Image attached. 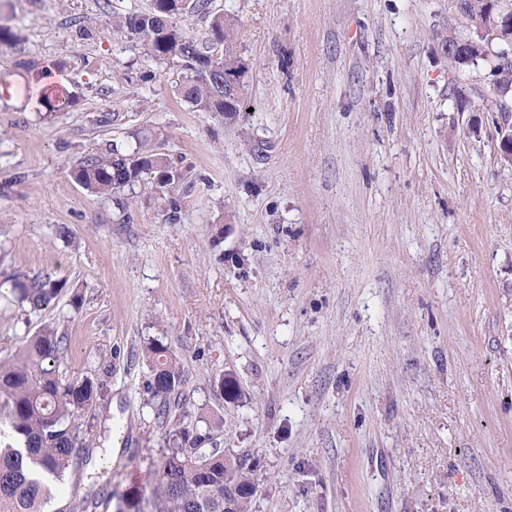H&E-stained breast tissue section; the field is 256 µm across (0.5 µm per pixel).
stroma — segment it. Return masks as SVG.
<instances>
[{
	"instance_id": "1",
	"label": "stroma",
	"mask_w": 512,
	"mask_h": 512,
	"mask_svg": "<svg viewBox=\"0 0 512 512\" xmlns=\"http://www.w3.org/2000/svg\"><path fill=\"white\" fill-rule=\"evenodd\" d=\"M149 5L0 0V352L49 325L103 385L50 512L107 482L155 512L153 340L188 413L223 414L253 512H512V99L442 58L448 0H210L190 26L234 15L247 66L230 122L114 33ZM140 137L185 176L177 221L148 181L122 213L72 176ZM47 273L65 289L19 309L14 281Z\"/></svg>"
}]
</instances>
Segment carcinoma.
Wrapping results in <instances>:
<instances>
[{
    "label": "carcinoma",
    "instance_id": "carcinoma-1",
    "mask_svg": "<svg viewBox=\"0 0 512 512\" xmlns=\"http://www.w3.org/2000/svg\"><path fill=\"white\" fill-rule=\"evenodd\" d=\"M209 0H153L146 12L121 17L116 29L138 39L158 60L177 58L186 70L178 92L200 112H219L231 119L244 106L245 89L224 94V69L246 65L237 56L235 21L213 18L208 32L198 37L184 28L181 18L203 14ZM457 26L437 34L438 45L473 36L474 22L483 23L478 46H464L443 56L454 69L488 65L494 93L512 94V60L504 61L502 40L493 17L512 16V0H448ZM224 44V56L213 59V44ZM148 177L160 193L171 191L183 173L160 153L139 143L126 149L116 143L81 163L76 178L89 192L112 199L124 211L131 189ZM65 288L45 275L19 280L13 292L18 303L42 309ZM66 352L64 337L46 325L12 353L0 357V512H45L50 500L65 487L69 470L76 468L91 447L90 434L80 419L100 399L103 385L92 377L72 380L61 370ZM151 368L147 403L160 426L170 427L167 451L156 474L154 494L159 512H224L229 492L230 512H252L255 483L252 469L241 459H224L208 425L200 429L183 410L187 380L169 348L151 342L145 349ZM140 490L132 486L119 497L117 512H138Z\"/></svg>",
    "mask_w": 512,
    "mask_h": 512
}]
</instances>
